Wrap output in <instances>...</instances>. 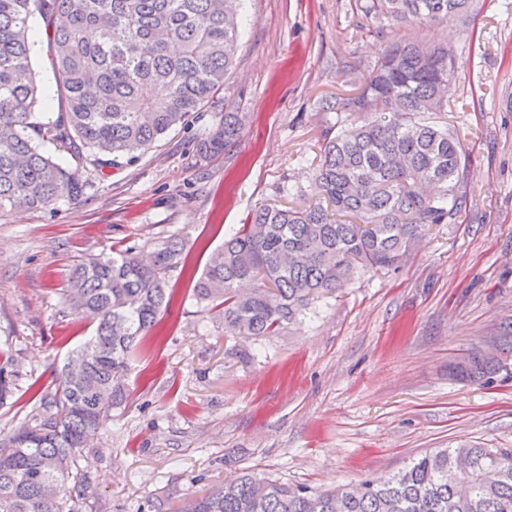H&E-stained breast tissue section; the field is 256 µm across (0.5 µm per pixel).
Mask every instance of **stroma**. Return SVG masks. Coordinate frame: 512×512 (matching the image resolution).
Returning a JSON list of instances; mask_svg holds the SVG:
<instances>
[{
    "label": "stroma",
    "instance_id": "1",
    "mask_svg": "<svg viewBox=\"0 0 512 512\" xmlns=\"http://www.w3.org/2000/svg\"><path fill=\"white\" fill-rule=\"evenodd\" d=\"M365 0H245L224 109L245 122L230 152L202 160L193 114L131 162L80 165L83 190L0 219V349L14 400L0 432L29 418V385L53 384L93 331L67 313L71 266L111 247L149 256L164 240L188 259L168 274L170 308L125 374L129 396L75 457L89 487L79 512H178L184 497L258 472L317 490L385 479L433 448H512V0H474L440 25L378 24ZM383 35H376V28ZM448 46L455 83L430 123L471 155L467 203L435 224L397 271L362 272L303 323L254 342L193 295L225 232L260 206L314 194L327 99L357 93L385 39ZM40 104L60 99L47 43L32 51ZM503 368L486 383L450 377L472 351Z\"/></svg>",
    "mask_w": 512,
    "mask_h": 512
}]
</instances>
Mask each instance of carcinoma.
<instances>
[{
	"mask_svg": "<svg viewBox=\"0 0 512 512\" xmlns=\"http://www.w3.org/2000/svg\"><path fill=\"white\" fill-rule=\"evenodd\" d=\"M242 0H0V218L42 209L82 189L78 169L41 150L133 160L218 95L239 49ZM471 0H367L366 13L418 26L467 14ZM51 30L61 112L35 121L39 99L29 20ZM455 64L448 48L390 39L362 92L325 101L336 122L322 133L314 199L265 206L211 252L193 286L224 331L256 341L297 324L312 305L363 271L399 269L430 224L456 221L467 199L469 152L447 128L425 122L448 110ZM148 85L164 90L150 98ZM244 124L220 112L198 143L202 158L226 153ZM184 244L163 241L150 262L134 248L75 264L64 303L96 323L53 387L30 386L27 425L0 434V512H78L87 482L73 472L87 432L127 398L117 382L168 304L167 274ZM502 368L481 352L455 376L481 381ZM179 512H512V448L462 442L435 448L388 479L311 491L242 473Z\"/></svg>",
	"mask_w": 512,
	"mask_h": 512,
	"instance_id": "cac0c4a2",
	"label": "carcinoma"
}]
</instances>
